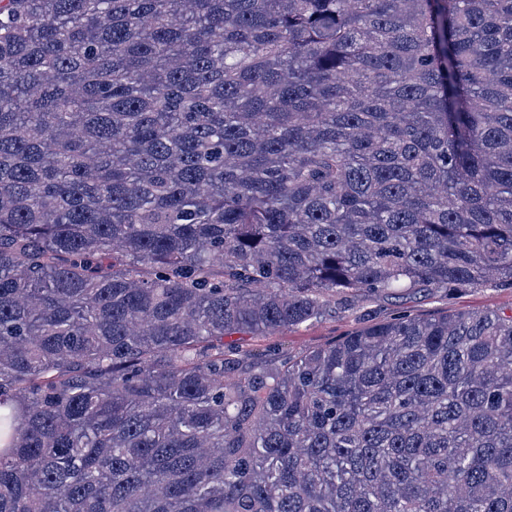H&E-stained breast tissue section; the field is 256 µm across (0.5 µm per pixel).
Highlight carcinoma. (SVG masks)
<instances>
[{
  "label": "carcinoma",
  "instance_id": "obj_1",
  "mask_svg": "<svg viewBox=\"0 0 512 512\" xmlns=\"http://www.w3.org/2000/svg\"><path fill=\"white\" fill-rule=\"evenodd\" d=\"M512 0H0V512H512ZM448 309H493L510 315L512 309V288L488 284L469 292L444 297L434 296L429 291H405L399 294H385L371 301L359 302L347 307L337 304L327 309L317 321L307 323L276 336H238L224 339L239 350L256 356L278 357L297 356L305 351L324 346L337 340L352 329L371 321L385 320L407 312L419 316L438 315Z\"/></svg>",
  "mask_w": 512,
  "mask_h": 512
}]
</instances>
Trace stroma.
Returning a JSON list of instances; mask_svg holds the SVG:
<instances>
[{
    "mask_svg": "<svg viewBox=\"0 0 512 512\" xmlns=\"http://www.w3.org/2000/svg\"><path fill=\"white\" fill-rule=\"evenodd\" d=\"M493 309L512 312V288L489 284L469 292L443 298L427 291L386 294L347 307L328 308L317 321L276 336H232L234 347L262 357L296 356L337 340L352 329L369 322L385 320L403 313L432 316L446 309Z\"/></svg>",
    "mask_w": 512,
    "mask_h": 512,
    "instance_id": "obj_1",
    "label": "stroma"
}]
</instances>
